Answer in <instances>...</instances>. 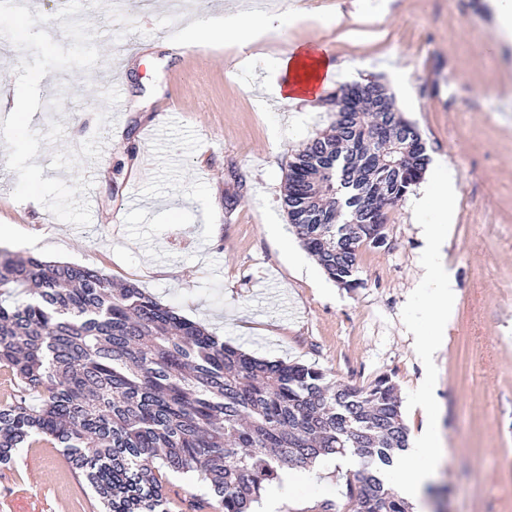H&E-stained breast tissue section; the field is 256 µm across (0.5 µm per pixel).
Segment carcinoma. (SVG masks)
<instances>
[{
  "label": "carcinoma",
  "instance_id": "cac0c4a2",
  "mask_svg": "<svg viewBox=\"0 0 512 512\" xmlns=\"http://www.w3.org/2000/svg\"><path fill=\"white\" fill-rule=\"evenodd\" d=\"M323 104L329 131L294 153L282 201L303 247L350 290L361 249L386 245L388 213L429 155L374 77ZM0 371V464L61 448L101 512H168L170 475L202 481L214 512H252L282 472L348 453L361 469L345 512H411L383 478L408 445L391 379L335 387L321 369L255 358L100 269L0 249Z\"/></svg>",
  "mask_w": 512,
  "mask_h": 512
}]
</instances>
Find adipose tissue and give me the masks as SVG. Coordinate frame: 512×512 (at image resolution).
I'll list each match as a JSON object with an SVG mask.
<instances>
[{"mask_svg":"<svg viewBox=\"0 0 512 512\" xmlns=\"http://www.w3.org/2000/svg\"><path fill=\"white\" fill-rule=\"evenodd\" d=\"M298 19V11L294 8L280 13L271 8L256 12L247 0H236L235 7L226 11L223 22L211 18L194 21L185 30L182 43L186 46L223 44L236 48L241 53L239 63L243 66L250 65L261 48L274 46L271 61L279 80L271 93L272 101L303 103L313 108L323 97L333 69L326 44L289 41L288 28ZM421 204L440 216L439 222L422 227L425 242L422 280L436 284L438 305L434 314L442 318L453 298V290L438 256L456 212L455 189L448 182L436 181L422 197ZM439 453L438 438L432 431L417 438L412 447L406 449L396 463L400 494L417 496L429 474L428 460Z\"/></svg>","mask_w":512,"mask_h":512,"instance_id":"obj_1","label":"adipose tissue"}]
</instances>
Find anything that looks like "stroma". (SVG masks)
<instances>
[{
  "instance_id": "obj_1",
  "label": "stroma",
  "mask_w": 512,
  "mask_h": 512,
  "mask_svg": "<svg viewBox=\"0 0 512 512\" xmlns=\"http://www.w3.org/2000/svg\"><path fill=\"white\" fill-rule=\"evenodd\" d=\"M294 41L327 44L332 88L407 69L397 108L426 142L433 179L459 191L441 260L456 297L429 314L419 214L404 198L387 244L364 251L349 291L329 279L287 224L288 163L332 113L258 105L270 61L174 50L188 23L230 0H37L0 8V249L98 268L203 322L249 354L323 369L363 387L391 377L411 434L433 426L442 454L426 512H512V43L494 45L490 0H301ZM353 38H345V31ZM126 110L114 121L112 100ZM93 192L79 178L101 138ZM441 336L432 360L421 336ZM358 458L287 470L255 512H321L345 500ZM93 491L58 449L0 466V512H93Z\"/></svg>"
}]
</instances>
